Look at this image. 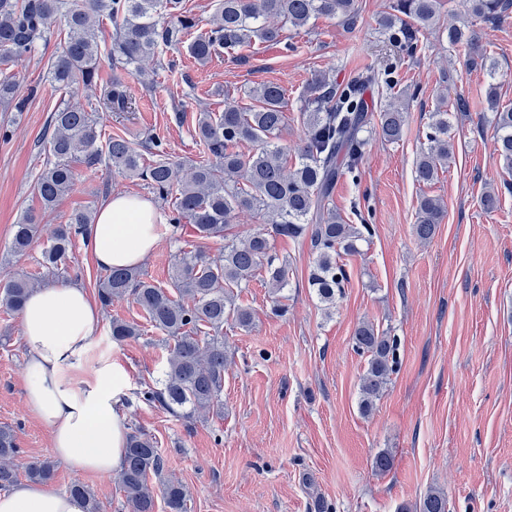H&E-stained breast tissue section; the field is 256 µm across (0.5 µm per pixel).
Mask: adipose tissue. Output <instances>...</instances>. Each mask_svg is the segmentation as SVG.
Wrapping results in <instances>:
<instances>
[{"instance_id": "obj_1", "label": "adipose tissue", "mask_w": 512, "mask_h": 512, "mask_svg": "<svg viewBox=\"0 0 512 512\" xmlns=\"http://www.w3.org/2000/svg\"><path fill=\"white\" fill-rule=\"evenodd\" d=\"M167 229L154 204L117 193L99 209L89 250L99 268L136 267ZM99 307L76 284H53L28 296L21 311L28 348L25 402L50 434L53 454L72 471L105 477L124 462L128 430L123 412L127 378L116 362L88 366ZM0 512H84L67 492L25 483L0 494Z\"/></svg>"}]
</instances>
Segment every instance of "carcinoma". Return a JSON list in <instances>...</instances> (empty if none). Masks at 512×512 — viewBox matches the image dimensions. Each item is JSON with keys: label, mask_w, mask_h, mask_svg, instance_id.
Wrapping results in <instances>:
<instances>
[{"label": "carcinoma", "mask_w": 512, "mask_h": 512, "mask_svg": "<svg viewBox=\"0 0 512 512\" xmlns=\"http://www.w3.org/2000/svg\"><path fill=\"white\" fill-rule=\"evenodd\" d=\"M512 0H467L468 12L483 22L500 20ZM442 0H395L393 13L384 19L392 38L407 53L414 54L420 35L438 23ZM356 0H218L207 32L193 35L199 20L188 14L182 0H0V103L17 112L24 111L28 96L18 93L17 75L8 73L18 60L35 55L38 44L48 42L54 31L64 34L49 60L47 79L58 90L76 85L99 92L98 106L112 112L131 109L132 94L124 78L98 85L101 51L97 27L112 23V45L106 52L112 68L142 75L139 64L160 53L164 47L187 44L189 55L199 63L224 51L250 46L254 41L283 43L284 27L305 28L311 19H338L355 24ZM448 42L472 51L468 65L486 72V102L492 112L497 140V160L502 172L512 176V108L499 103L498 64L476 49L474 32L461 26L448 29ZM379 78L368 74L344 87L319 75L308 84L302 116V136L296 148L298 165L287 170L288 147L279 143L288 116L284 89L277 83H263L252 89L258 103L244 111L227 104L222 112H199L195 134L205 158L190 164L171 159L166 143L154 135L145 149L152 155L149 164L133 143L120 134H106L94 112L68 104L53 113L51 133L43 141L47 154L44 169L33 188L43 210L75 186V165L105 167L108 174L135 175L147 182L161 200H172L170 223L186 220L194 225L202 240L224 239V251L217 257L205 250L182 251L177 255L171 287L163 288L147 279L137 268H114L99 283L98 299L105 308L115 298L127 295L144 312L150 326L164 335L168 347L162 387L142 391L150 403L191 422L199 415L224 414V323L239 327L253 322L252 312L237 303L234 289L250 282L259 272L276 294L288 281V263L272 253L271 238H309L316 253L308 283L322 302L332 305L342 292L347 272L342 257L359 252V245L372 236L370 224H345L331 207V196L340 166L349 171L364 159L367 126L360 87ZM405 109L396 103L382 108L376 126L380 137L390 143L404 133ZM426 134L428 146L416 161L415 179L430 184L438 170L453 157L448 111L431 114ZM252 145L248 152L239 150ZM511 193L512 182L502 189L485 187L481 204L486 211L499 207L500 192ZM253 212L270 225L238 241L229 236L236 215ZM445 208L441 199L420 197L415 231L431 237L442 222ZM95 214L89 208L76 209L67 223L46 231L41 218L26 213L13 225L10 251L25 254L43 241L41 266L57 275L66 263L77 238L88 240ZM37 286L27 276L12 277L0 284V306L7 312L21 311ZM112 340L122 343L137 339L142 330L126 320L110 321ZM353 347L367 357L360 395L362 408L369 409L383 393L396 370L398 340L362 322L353 336ZM19 453L15 432L0 427V490L13 486L17 470L13 463ZM164 458L155 442L136 430L129 435L125 462L117 474L127 512H155L156 496L152 479L160 482L167 512H187V492L183 483L163 477ZM26 477L48 484L54 481V462L34 460L26 465ZM80 498L85 512H101L93 492L85 485L69 486ZM418 512H448L447 495L428 491Z\"/></svg>", "instance_id": "cac0c4a2"}]
</instances>
